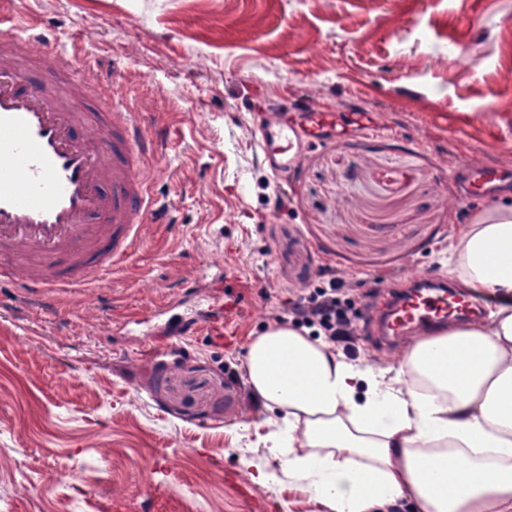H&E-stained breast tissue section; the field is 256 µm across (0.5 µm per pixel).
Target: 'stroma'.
Listing matches in <instances>:
<instances>
[{"label": "stroma", "instance_id": "stroma-1", "mask_svg": "<svg viewBox=\"0 0 512 512\" xmlns=\"http://www.w3.org/2000/svg\"><path fill=\"white\" fill-rule=\"evenodd\" d=\"M13 13L40 18L63 55L116 69L166 125L153 186L177 222L55 309L0 283V512H328L265 446L248 344L321 268L345 280L359 327L386 278L447 275L485 201L457 204L455 175L512 170V0H15ZM298 96L380 119L304 150L277 182L252 128ZM220 268L238 285L214 347L203 297ZM156 307L192 322L177 359L121 323ZM406 351L360 334L347 357L379 370Z\"/></svg>", "mask_w": 512, "mask_h": 512}]
</instances>
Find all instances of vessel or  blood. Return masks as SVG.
Instances as JSON below:
<instances>
[{"label":"vessel or blood","instance_id":"obj_1","mask_svg":"<svg viewBox=\"0 0 512 512\" xmlns=\"http://www.w3.org/2000/svg\"><path fill=\"white\" fill-rule=\"evenodd\" d=\"M10 4L0 0V279L18 280L52 309L60 289L98 284L121 269L147 225L173 223L171 205L153 195L150 182L168 134L114 94L115 76L82 80L84 55L73 50L64 62L38 21L14 32ZM375 125L373 113L355 112L343 123L337 112L307 101L266 117L255 142L279 174L295 169L303 146ZM510 179L507 171L471 169L458 199ZM236 285L224 275L214 281L206 297L213 321H223L224 291ZM480 307L425 275L378 330L423 334Z\"/></svg>","mask_w":512,"mask_h":512}]
</instances>
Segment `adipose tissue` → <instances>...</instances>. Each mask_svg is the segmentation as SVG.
Wrapping results in <instances>:
<instances>
[{
    "mask_svg": "<svg viewBox=\"0 0 512 512\" xmlns=\"http://www.w3.org/2000/svg\"><path fill=\"white\" fill-rule=\"evenodd\" d=\"M450 272L487 318L420 337L393 375L288 324L251 340L247 382L284 424L271 448L330 512H512V205L463 226Z\"/></svg>",
    "mask_w": 512,
    "mask_h": 512,
    "instance_id": "adipose-tissue-1",
    "label": "adipose tissue"
}]
</instances>
